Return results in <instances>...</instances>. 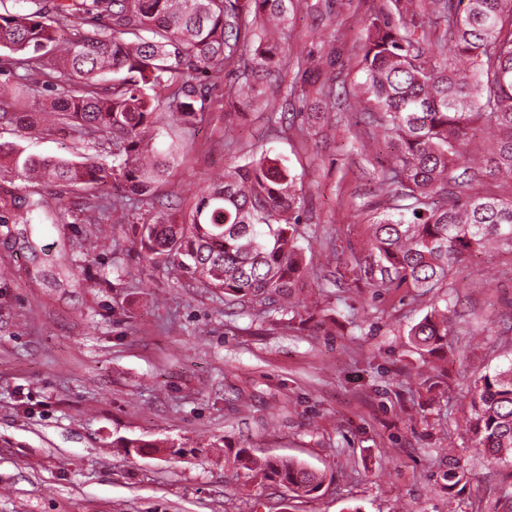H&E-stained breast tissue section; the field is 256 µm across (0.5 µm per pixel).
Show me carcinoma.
<instances>
[{
  "label": "carcinoma",
  "instance_id": "obj_1",
  "mask_svg": "<svg viewBox=\"0 0 512 512\" xmlns=\"http://www.w3.org/2000/svg\"><path fill=\"white\" fill-rule=\"evenodd\" d=\"M373 15L363 47V82L351 95L312 80L301 89L362 118L395 143L378 176L387 200L371 224L372 248L347 271L371 288H411L418 297L454 287L456 266L490 245L512 251V0H390ZM325 12H320V8ZM308 0H0V52L16 79L0 88V120L29 130L45 125L85 149L81 159L35 157L0 142V170L32 181L39 174L62 192L124 191L151 204L185 149L179 139L156 149L164 115L188 130L204 121L209 86L233 73L238 105L256 98L255 82L274 75L277 26L302 8L319 17L332 6ZM53 92L48 113L14 112L17 95ZM494 143L486 163L471 150L472 125ZM483 175L495 187L476 191ZM302 197L296 176L267 154L202 188L181 224L160 218L134 225L141 256L169 275L188 276L257 316L294 312L293 289L308 268L300 243ZM30 224L46 199L3 203ZM422 216H417V213ZM448 309L433 307L407 336L422 357L448 347ZM466 426L488 460L512 459V362L481 375ZM236 476L285 488L293 498L318 492L325 475L291 458L233 457ZM442 490L455 497L468 473L450 467Z\"/></svg>",
  "mask_w": 512,
  "mask_h": 512
}]
</instances>
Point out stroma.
Returning a JSON list of instances; mask_svg holds the SVG:
<instances>
[{
	"mask_svg": "<svg viewBox=\"0 0 512 512\" xmlns=\"http://www.w3.org/2000/svg\"><path fill=\"white\" fill-rule=\"evenodd\" d=\"M331 19L289 15L282 45L309 61L331 53L321 80L363 78L369 18L389 0H331ZM240 110L236 76L212 88L213 110L185 136L160 190L175 222L200 188L260 154L279 156L304 200L299 287L319 300L292 316L257 318L192 279L145 261L130 225L91 223L106 199L58 195L0 174V191L44 197L39 224H0V512H493L512 462H488L464 421L471 386L512 358V252L474 254L455 271L445 354L422 359L407 332L438 300L408 288L374 295L344 276L369 247L374 168L392 147L363 126L309 124L326 106L292 100L265 111L278 86ZM26 152L76 156L61 134L0 124ZM147 442L141 454L120 443ZM459 449L470 480L449 499L435 479ZM254 448L323 470L312 497L235 481L223 451Z\"/></svg>",
	"mask_w": 512,
	"mask_h": 512,
	"instance_id": "1",
	"label": "stroma"
}]
</instances>
